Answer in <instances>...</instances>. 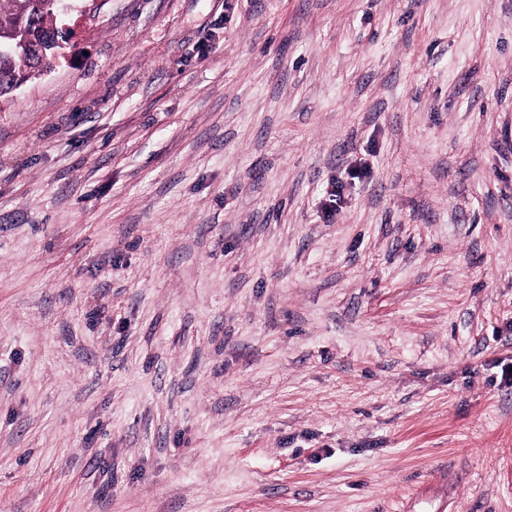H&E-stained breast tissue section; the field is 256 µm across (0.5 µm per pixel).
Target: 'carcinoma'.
I'll use <instances>...</instances> for the list:
<instances>
[{"label": "carcinoma", "instance_id": "cac0c4a2", "mask_svg": "<svg viewBox=\"0 0 512 512\" xmlns=\"http://www.w3.org/2000/svg\"><path fill=\"white\" fill-rule=\"evenodd\" d=\"M52 30L59 39H65L57 18L43 0H0V45L12 46L9 53L0 54V88L36 74L24 46L43 42Z\"/></svg>", "mask_w": 512, "mask_h": 512}]
</instances>
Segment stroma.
Here are the masks:
<instances>
[{
	"instance_id": "stroma-1",
	"label": "stroma",
	"mask_w": 512,
	"mask_h": 512,
	"mask_svg": "<svg viewBox=\"0 0 512 512\" xmlns=\"http://www.w3.org/2000/svg\"><path fill=\"white\" fill-rule=\"evenodd\" d=\"M76 5L0 97V512H512V0Z\"/></svg>"
}]
</instances>
